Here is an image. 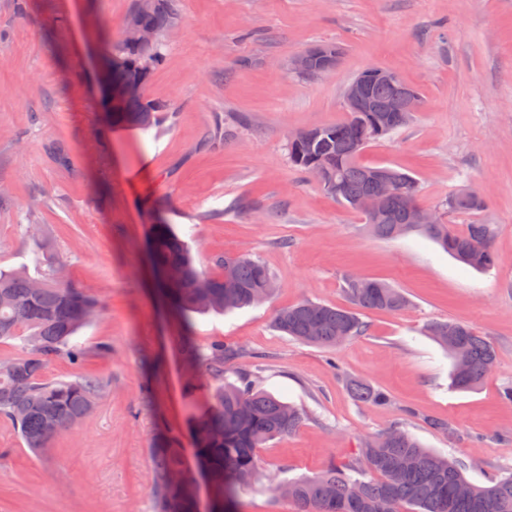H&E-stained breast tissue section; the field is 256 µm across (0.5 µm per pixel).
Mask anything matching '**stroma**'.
Masks as SVG:
<instances>
[{
  "label": "stroma",
  "instance_id": "stroma-1",
  "mask_svg": "<svg viewBox=\"0 0 512 512\" xmlns=\"http://www.w3.org/2000/svg\"><path fill=\"white\" fill-rule=\"evenodd\" d=\"M134 2L0 0V269L37 272L26 236L36 225L102 303L77 336L84 366L58 358L45 376L84 371L107 383L49 448H27L0 421V512H160L155 451L177 432L195 474L187 404L212 384L185 357L188 341L238 349L228 380L246 374L303 415L296 432L258 449L237 512H296L272 484L351 461L396 423L461 461L472 483L512 473V403L500 398L512 384V0H174L180 24L145 91L157 124L106 133L97 63L119 45ZM325 43L342 49L332 74L291 70L295 54ZM371 67L398 73L421 101L363 161L409 172L427 208L479 190L481 211L444 220L458 231L495 225V267L476 271L421 232L373 235L291 164L289 135L342 120L346 85ZM159 220L206 270L224 254L259 258L274 295L185 329L154 292L147 240ZM356 276L401 288L409 306L360 312L363 335L335 349L273 328L277 309L304 300L349 306L345 281ZM448 319L496 349L476 391L450 388L452 360L425 332ZM355 379L388 405L357 401Z\"/></svg>",
  "mask_w": 512,
  "mask_h": 512
}]
</instances>
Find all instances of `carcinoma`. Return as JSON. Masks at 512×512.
Here are the masks:
<instances>
[{
    "label": "carcinoma",
    "instance_id": "carcinoma-1",
    "mask_svg": "<svg viewBox=\"0 0 512 512\" xmlns=\"http://www.w3.org/2000/svg\"><path fill=\"white\" fill-rule=\"evenodd\" d=\"M172 3L147 18L158 33L156 44L146 50H131L121 42L117 51L105 54L112 64V78L128 79L142 66L151 72L165 60L164 33L177 25ZM371 81V95L379 107L392 94L391 85L378 69L363 71ZM151 101L130 102L105 119L112 128L148 129L156 113L144 124L141 111ZM381 112L347 113L336 124L308 129L294 143L287 144L293 166L304 173L325 169L334 183L321 188L350 209L361 213L370 231L381 238H396L418 228L434 239L448 254L476 269L488 270L496 264L494 228L491 224H470L458 232L447 224H401L397 217L375 223L362 203L377 196L370 172L376 169L360 160L362 150L397 132L398 125L377 130L374 121ZM394 178L398 195L389 200L393 207L399 197L418 201L419 184L410 174L385 167ZM37 263L48 272L32 276L27 271L0 270V343L20 340L22 351L0 362V419L17 430L27 447L46 448L60 434L84 420L94 409L106 382L97 376L77 374L68 379L44 377L48 364L65 358L83 364L86 353L75 341L101 309L98 298L88 289L59 276L67 261L55 256L50 243L37 234L30 236ZM149 245L158 267H179L185 275L160 282L170 306L186 325L196 313L230 312L260 304L256 296L272 278L267 267L252 256L226 254L216 261L220 273L212 275L197 268L190 245L170 224L151 226ZM236 287L227 292L224 281ZM346 291L352 308L305 301L275 313L274 327L299 341L337 347L364 332L358 312L364 310L398 312L409 301L402 290L379 279L361 282L347 279ZM426 332L448 350L453 362L451 386L457 391L480 387L489 375L496 351L487 339L469 325L455 320L433 321ZM188 360L205 367L217 384L208 391L202 407H190L195 460L205 464L216 498L214 512H232L239 493L259 469L256 449L269 441L294 433L302 423L300 413L274 396L256 389L246 376L235 383L224 382V361L237 357L232 347L212 350L187 345ZM350 391L359 401L385 406L386 395L370 384L354 380ZM56 428L47 427V421ZM360 449L359 457L345 464H330L312 477L273 487L288 493L297 512H512V476L491 475L488 484L468 483L458 461L431 453L407 431L392 427ZM159 476L183 470L182 450L176 437L153 457ZM158 499L168 512H196L195 502L186 498L177 484L161 483Z\"/></svg>",
    "mask_w": 512,
    "mask_h": 512
}]
</instances>
